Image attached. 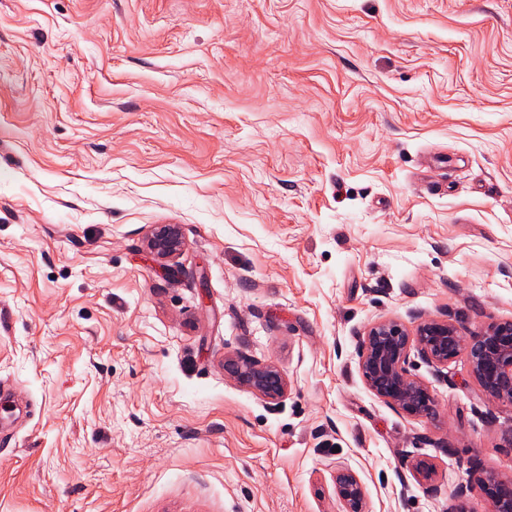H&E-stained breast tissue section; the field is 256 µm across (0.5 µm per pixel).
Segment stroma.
Segmentation results:
<instances>
[{"label": "stroma", "mask_w": 512, "mask_h": 512, "mask_svg": "<svg viewBox=\"0 0 512 512\" xmlns=\"http://www.w3.org/2000/svg\"><path fill=\"white\" fill-rule=\"evenodd\" d=\"M430 318L512 320V0H0V512H486L466 354L359 371ZM181 245L178 231L174 227H164L148 241L150 250L161 258L172 256ZM225 367L241 383L268 400H279L288 389L282 370L272 364H260L243 352L228 356ZM336 494L343 503L345 512H363L364 490L357 475L349 470L337 471Z\"/></svg>", "instance_id": "35a3bbf8"}]
</instances>
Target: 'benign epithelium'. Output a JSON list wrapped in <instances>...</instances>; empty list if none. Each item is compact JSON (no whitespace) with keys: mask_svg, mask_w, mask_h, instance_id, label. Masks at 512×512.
<instances>
[{"mask_svg":"<svg viewBox=\"0 0 512 512\" xmlns=\"http://www.w3.org/2000/svg\"><path fill=\"white\" fill-rule=\"evenodd\" d=\"M181 245L178 231L165 227L148 241L150 250L161 258L172 256ZM432 365H445L466 350L471 374L493 401L512 406V321L492 322L477 331L464 333L447 320L431 319L416 332H409L393 320L372 325L361 337L359 371L371 392L410 416L430 417L435 399L428 387L407 369L411 350ZM226 369L241 383L268 400L282 398L288 381L278 367L260 364L243 352L225 359ZM497 484L512 489V481L493 475L481 483L487 512H504L503 500L488 493ZM336 494L345 512H363L364 490L357 475L336 472Z\"/></svg>","mask_w":512,"mask_h":512,"instance_id":"1","label":"benign epithelium"}]
</instances>
